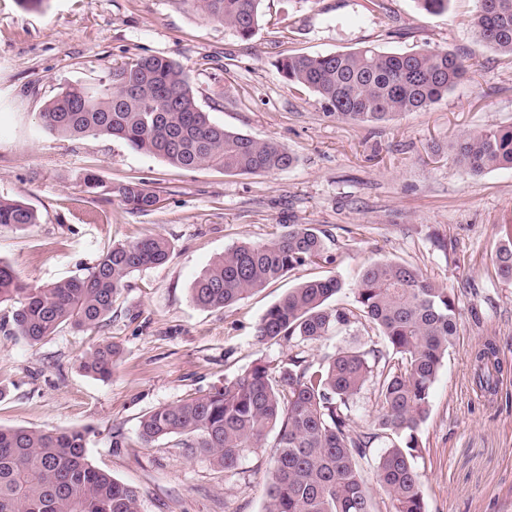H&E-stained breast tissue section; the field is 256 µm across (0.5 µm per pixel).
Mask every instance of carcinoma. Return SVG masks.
Segmentation results:
<instances>
[{
  "label": "carcinoma",
  "mask_w": 512,
  "mask_h": 512,
  "mask_svg": "<svg viewBox=\"0 0 512 512\" xmlns=\"http://www.w3.org/2000/svg\"><path fill=\"white\" fill-rule=\"evenodd\" d=\"M261 2L177 0L182 9L224 24L243 40L259 26ZM473 26L486 47L512 55V0H479ZM280 69L289 83L314 92L327 116L354 125L426 109L469 73L458 54L438 48L297 55L283 59ZM41 120L58 136L107 135L185 170L263 174L295 161L275 142L211 122L197 104L189 74L158 55L138 56L67 86L45 104ZM448 156L472 174L512 169V126L465 133L448 145ZM118 193L131 213L155 211L160 203L140 178L127 180ZM37 223L36 211L24 203L0 199V227ZM171 253L170 240L146 235L112 246L88 275L45 288L25 287L0 260V303H14L10 331L35 345L64 327L101 328L130 276L166 263ZM325 253L317 228L290 224L269 242L225 251L194 281L192 300L202 308H226L293 269L330 261ZM494 262L500 277L511 280L512 226L504 230ZM342 289L337 277L289 289L260 319L257 342H312L365 322L391 348L393 365L377 372L378 350L354 346L318 361L297 353L285 363L257 362L206 394L144 414L140 439L150 445L182 437L189 454L210 457L231 471L276 432L265 512H373L364 473L366 449L378 443L382 451L374 468L392 512H425L415 466L417 431L457 336L455 295L417 268L390 260L364 268L353 288V308L330 306ZM496 355L491 342L475 353L474 380L483 389L496 387ZM119 357L120 349L103 340L80 355L79 368L107 379ZM370 382L376 385L377 410L371 431L362 432L354 427L352 404ZM0 512H141V503L135 488L88 460L86 431L0 428Z\"/></svg>",
  "instance_id": "obj_1"
}]
</instances>
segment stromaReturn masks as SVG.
Returning a JSON list of instances; mask_svg holds the SVG:
<instances>
[{
    "label": "stroma",
    "instance_id": "1",
    "mask_svg": "<svg viewBox=\"0 0 512 512\" xmlns=\"http://www.w3.org/2000/svg\"><path fill=\"white\" fill-rule=\"evenodd\" d=\"M262 0L243 41L175 0H0V197L23 201L39 223L0 228V260L27 286L82 277L117 243L160 233L174 246L163 265L134 273L100 330L65 328L37 345L0 327V427L88 429V459L140 494L141 512H264L272 448L227 472L187 455L180 438L144 445L141 416L209 392L253 363L287 361L288 344L256 342V326L289 288L335 276L332 306L352 307L360 272L379 260L418 268L453 290L458 334L420 426L416 466L427 512H512V280L492 261L512 224V169L473 175L448 156L469 131L512 126V56L487 48L471 22L478 0L423 13L415 0ZM372 46L403 53L445 48L472 70L427 109L387 123L327 116L279 65L293 54ZM143 55H162L192 78L199 106L225 129L291 152L287 169L229 175L183 170L106 135L46 131L40 113L67 85ZM103 185L88 187V174ZM145 179L160 209L132 214L118 187ZM325 235L332 262L310 264L228 308L203 309L191 286L225 250L264 243L285 225ZM111 340L121 357L107 380L79 356ZM498 349V391L475 385L474 353ZM388 347L359 324L304 344L320 359L346 343Z\"/></svg>",
    "mask_w": 512,
    "mask_h": 512
}]
</instances>
